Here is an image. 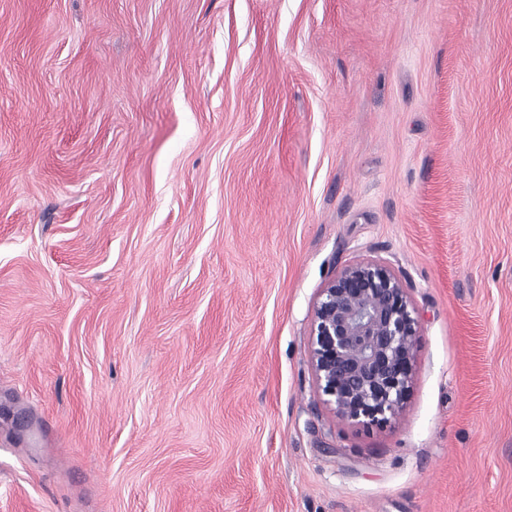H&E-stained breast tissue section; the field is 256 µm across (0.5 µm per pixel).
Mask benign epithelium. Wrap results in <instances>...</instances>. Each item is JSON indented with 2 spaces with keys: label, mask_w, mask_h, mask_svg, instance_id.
Masks as SVG:
<instances>
[{
  "label": "benign epithelium",
  "mask_w": 512,
  "mask_h": 512,
  "mask_svg": "<svg viewBox=\"0 0 512 512\" xmlns=\"http://www.w3.org/2000/svg\"><path fill=\"white\" fill-rule=\"evenodd\" d=\"M420 324L402 280L373 260L341 269L314 307L310 356L337 415L382 425L403 409Z\"/></svg>",
  "instance_id": "obj_1"
}]
</instances>
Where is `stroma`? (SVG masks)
<instances>
[{"label":"stroma","instance_id":"obj_1","mask_svg":"<svg viewBox=\"0 0 512 512\" xmlns=\"http://www.w3.org/2000/svg\"><path fill=\"white\" fill-rule=\"evenodd\" d=\"M383 261L401 418L324 401ZM0 512H512V0H0ZM420 324L388 264L341 269L314 307L310 356L319 388L342 419L382 425L403 409Z\"/></svg>","mask_w":512,"mask_h":512}]
</instances>
